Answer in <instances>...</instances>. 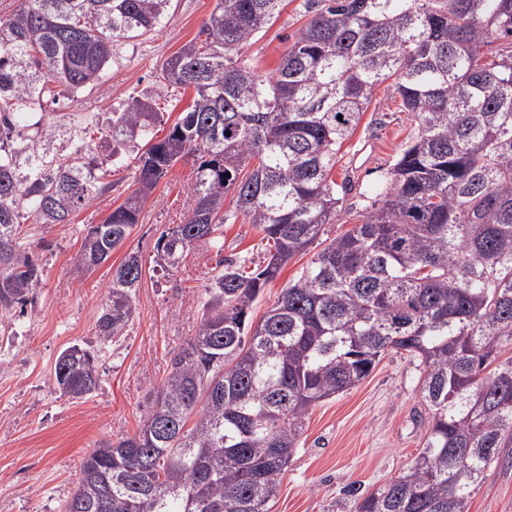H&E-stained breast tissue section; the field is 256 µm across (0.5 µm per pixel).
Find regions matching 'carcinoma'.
Wrapping results in <instances>:
<instances>
[{"mask_svg": "<svg viewBox=\"0 0 512 512\" xmlns=\"http://www.w3.org/2000/svg\"><path fill=\"white\" fill-rule=\"evenodd\" d=\"M284 0H216L197 37L163 65L154 96L105 118L48 107L103 81L112 47L155 31L172 0H14L0 16V309L25 312L41 271L24 224H68L112 188L134 154L139 188L84 231L92 272L122 247L144 202L193 160L185 221L161 232L154 263L180 268L223 250L242 214L272 242L251 273L221 258L198 330L138 429L81 463L64 512H267L317 404L367 378L389 352L422 370L428 415L410 466L342 495L349 512H466L485 470L512 447V0H308L311 17L272 74L234 54ZM396 77L418 125L360 224L321 248L258 324L250 308L327 224L336 223V147L376 86ZM192 103L155 139L154 101ZM233 194L235 210L224 209ZM142 261L112 272L96 320L106 345L134 315ZM64 349L55 387L86 399L98 352Z\"/></svg>", "mask_w": 512, "mask_h": 512, "instance_id": "cac0c4a2", "label": "carcinoma"}]
</instances>
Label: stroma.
I'll use <instances>...</instances> for the list:
<instances>
[{
  "instance_id": "1",
  "label": "stroma",
  "mask_w": 512,
  "mask_h": 512,
  "mask_svg": "<svg viewBox=\"0 0 512 512\" xmlns=\"http://www.w3.org/2000/svg\"><path fill=\"white\" fill-rule=\"evenodd\" d=\"M215 4L173 0L164 26L145 38L115 44L104 82L60 100L54 111L93 105L119 112L129 97L149 96L163 62L196 37ZM308 18L307 0H285L272 25L240 50V58L262 73L274 72ZM394 85L390 79L376 88L337 153L331 175L336 182H347L348 189L324 239L362 222L378 186L417 132ZM191 175V164L182 161L161 179L124 247L89 274L76 265L84 230L101 223L136 189L133 170L116 175L112 189L78 211L71 223L29 225L42 279L24 315L0 312L5 335L0 343V512H62L84 456L99 442L137 429L171 356L195 335L207 268L220 257L262 262V234L240 216L224 227L223 253L197 249L176 272L155 269L158 237L187 215ZM130 250L142 259L134 317L123 336L101 347L100 382L93 395L82 401L62 396L54 385V363L69 345H98L96 319L112 272ZM420 377L413 360L392 353L359 385L316 405L270 512H332L345 484L376 488L407 468L427 431L413 420ZM468 512H512V461L485 471Z\"/></svg>"
}]
</instances>
